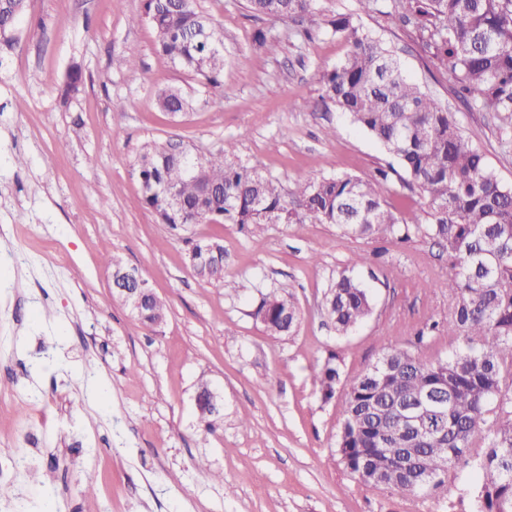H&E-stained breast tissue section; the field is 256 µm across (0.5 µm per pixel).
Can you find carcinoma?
Masks as SVG:
<instances>
[{
    "label": "carcinoma",
    "instance_id": "carcinoma-1",
    "mask_svg": "<svg viewBox=\"0 0 512 512\" xmlns=\"http://www.w3.org/2000/svg\"><path fill=\"white\" fill-rule=\"evenodd\" d=\"M24 0H0V33L8 32ZM257 18L290 19L312 14L314 0H245ZM399 19L416 26L439 68L460 84L467 103L497 121L503 146H512V0H391ZM145 18L156 33L157 51L210 86L221 84L224 55L212 19L193 0H146ZM350 41L347 55L320 79L322 101L332 103L358 129L395 157L407 189L424 199L426 227L416 214L393 209L385 195L391 177L384 168L367 178L311 177L292 194L279 180L243 164L233 140L204 159L190 150L173 156L153 143L140 156L144 179L172 187L183 201L166 207L162 195H143L162 223L176 229L208 221L239 224H332L370 240H407L424 230L448 256L454 274L436 287L448 291L446 328L461 347L445 360L427 362L392 344L347 391L338 439L345 467L377 490H424L477 444L480 485L476 512H512V396L502 393L503 374L512 376V187L500 183L485 155L461 134L455 114L404 76L394 51L363 31L352 14L327 21ZM255 42L269 54L281 40L264 30ZM83 72L74 66L60 91L62 102L81 91ZM159 109L181 113L187 100L176 89L161 91ZM203 258L198 271L224 283V252L197 241ZM267 330L289 335L299 320L293 296L272 292L263 299ZM336 332L345 334L372 313L368 291L342 273L324 296ZM165 318V303L152 296L140 319L153 325ZM335 356L314 371L330 398L340 381ZM448 377L447 409L426 414L414 429L399 407ZM197 410L213 432L220 415L210 404V383L197 388Z\"/></svg>",
    "mask_w": 512,
    "mask_h": 512
}]
</instances>
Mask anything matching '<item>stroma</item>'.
<instances>
[{"label": "stroma", "instance_id": "1", "mask_svg": "<svg viewBox=\"0 0 512 512\" xmlns=\"http://www.w3.org/2000/svg\"><path fill=\"white\" fill-rule=\"evenodd\" d=\"M244 4L196 0L223 35L215 88L158 54L148 23L133 24L145 0H26L13 46L0 45V484L11 489L0 512L474 510L481 449L451 466L442 487L414 492L372 489L337 451L348 385L384 345L431 362L459 348L442 326L448 295L435 286L451 273L446 253L421 233L374 241L329 224L175 230L143 206L137 160L154 141L206 156L234 138L244 164L289 190L309 176L368 178L391 164L319 98L322 73L350 48L322 25L338 13L357 14L396 51L507 186L512 149L387 0L368 12L357 0H315L321 25L309 39L297 21L258 20ZM260 29L280 37L281 51L257 47ZM124 53L134 68L113 66ZM74 65L85 84L64 103L59 88ZM165 88L187 99L182 116L157 107ZM188 237L223 239V284L193 274ZM112 253L165 302L163 323L130 315L112 288ZM360 253L366 265L356 264ZM344 271L369 289L373 310L341 335L322 300ZM274 289L295 296L291 335H270L256 315ZM330 357L341 382L327 399L313 372ZM202 378L224 398L213 434L195 409Z\"/></svg>", "mask_w": 512, "mask_h": 512}]
</instances>
